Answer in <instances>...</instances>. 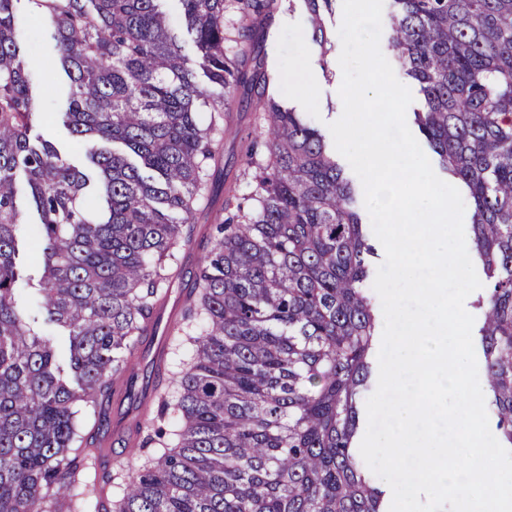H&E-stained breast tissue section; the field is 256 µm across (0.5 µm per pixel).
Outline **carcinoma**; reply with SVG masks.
Returning <instances> with one entry per match:
<instances>
[{
  "label": "carcinoma",
  "mask_w": 512,
  "mask_h": 512,
  "mask_svg": "<svg viewBox=\"0 0 512 512\" xmlns=\"http://www.w3.org/2000/svg\"><path fill=\"white\" fill-rule=\"evenodd\" d=\"M20 0H0V512H384L353 439L378 320L374 247L324 136L279 103L261 56L277 0H180L199 68L267 123L252 206L228 199L170 335L190 347L155 381L127 477H86L112 430V399L150 316L182 278L180 245L219 174L224 110L166 24L160 0H31L68 79L62 126L97 179L55 144L31 142L30 67ZM327 42L334 0H306ZM389 46L419 86V133L472 207L469 255L482 266L478 335L497 440L512 449V0H392ZM247 23L226 44L224 14ZM38 216L34 252L57 351L15 306L19 173ZM91 407L84 419L75 404Z\"/></svg>",
  "instance_id": "carcinoma-1"
}]
</instances>
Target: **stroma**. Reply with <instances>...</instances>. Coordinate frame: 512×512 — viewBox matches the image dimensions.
<instances>
[{
  "mask_svg": "<svg viewBox=\"0 0 512 512\" xmlns=\"http://www.w3.org/2000/svg\"><path fill=\"white\" fill-rule=\"evenodd\" d=\"M17 16L19 25L26 29L30 41L40 46V60L32 73L34 87H41L50 81L65 83L66 76L60 68L57 51L52 42L43 40L36 24V6L31 0H19ZM341 21V7H334L331 14L325 15L324 25L331 47L322 50L311 37L306 0H279L272 35L263 47L266 61L276 71L287 104L305 113L307 119L324 134L329 131V123L337 120L343 110L338 94L343 79L338 62L341 53L338 28ZM262 129L261 116L254 109L236 107L230 112L229 129L220 147L222 184L211 195L209 214L206 220L200 221V228H207L208 224L222 220L226 186H235L240 196L253 191L251 171L246 165L240 138L247 134L260 135ZM19 259L26 266L28 277L16 285L17 309L39 336L52 342L60 357H67L66 331L46 322L37 311L41 268L31 252L29 237L20 240Z\"/></svg>",
  "mask_w": 512,
  "mask_h": 512,
  "instance_id": "35a3bbf8",
  "label": "stroma"
}]
</instances>
